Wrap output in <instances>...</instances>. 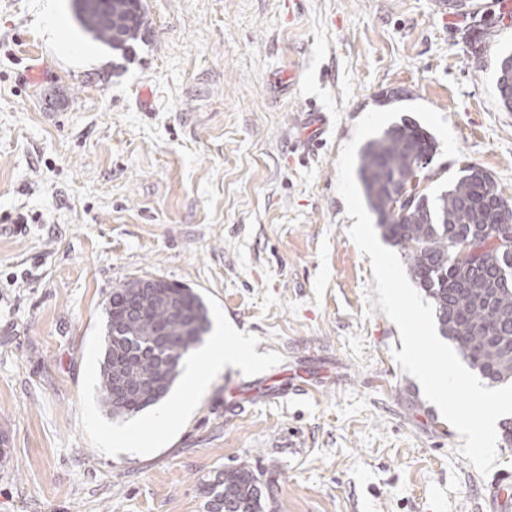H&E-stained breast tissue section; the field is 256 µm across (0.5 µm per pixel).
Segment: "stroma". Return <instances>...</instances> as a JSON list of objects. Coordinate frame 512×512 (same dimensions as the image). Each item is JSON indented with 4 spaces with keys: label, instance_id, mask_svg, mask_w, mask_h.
Listing matches in <instances>:
<instances>
[{
    "label": "stroma",
    "instance_id": "1",
    "mask_svg": "<svg viewBox=\"0 0 512 512\" xmlns=\"http://www.w3.org/2000/svg\"><path fill=\"white\" fill-rule=\"evenodd\" d=\"M142 3L121 54L73 0H0V225L27 221L0 237V512H210L242 464L264 512H498L512 446L481 473L397 364L337 163L368 111L424 104L460 154L435 153L421 194L476 164L512 199V0L452 20L434 0ZM310 108L330 126L306 150ZM138 277L195 289L211 335L261 357L214 373L193 350L209 385L144 448L157 407L115 419L100 395L103 305Z\"/></svg>",
    "mask_w": 512,
    "mask_h": 512
}]
</instances>
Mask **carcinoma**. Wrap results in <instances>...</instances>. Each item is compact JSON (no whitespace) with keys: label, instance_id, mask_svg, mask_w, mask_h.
Here are the masks:
<instances>
[{"label":"carcinoma","instance_id":"cac0c4a2","mask_svg":"<svg viewBox=\"0 0 512 512\" xmlns=\"http://www.w3.org/2000/svg\"><path fill=\"white\" fill-rule=\"evenodd\" d=\"M76 16L95 39L122 52L138 40L144 24L141 0H108L103 10ZM436 150L435 137L419 124L394 123L362 147L359 181L383 238L407 252L411 276L431 299L441 335L489 382L506 383L512 380V318L493 317L487 303L512 311V288L494 291L502 276L512 278V265L498 263L487 238L495 226L512 222V201L482 167L469 165L437 199L417 196L402 221L392 214L395 196ZM489 196L508 207L487 206ZM462 248L470 250V259H458ZM138 284L135 279L112 289L104 305L100 393L114 418L166 398L182 359L210 329L207 306L192 289L161 279L153 288ZM207 494L212 512L262 509L258 478L246 465L225 470Z\"/></svg>","mask_w":512,"mask_h":512}]
</instances>
